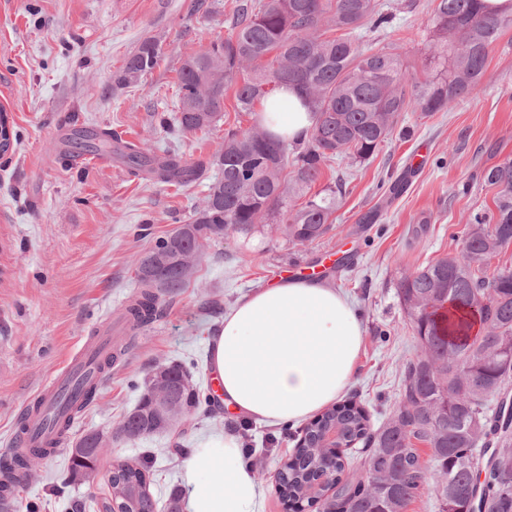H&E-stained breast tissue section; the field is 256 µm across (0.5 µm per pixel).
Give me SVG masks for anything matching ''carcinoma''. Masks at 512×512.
I'll return each mask as SVG.
<instances>
[{"mask_svg":"<svg viewBox=\"0 0 512 512\" xmlns=\"http://www.w3.org/2000/svg\"><path fill=\"white\" fill-rule=\"evenodd\" d=\"M437 52L425 79H409L400 54L367 37L393 21L383 0H234L231 32L202 52L182 60L178 70V115L182 131L215 126L223 117L224 92L242 72L251 76L236 85V108L255 112L265 87L297 86L308 111L317 114L304 147L288 158V141L259 123L230 129L208 160L188 164L177 155L157 157L134 142L115 140L112 153L136 176L188 186L206 179L202 205L189 223L194 234L187 253L204 251L229 230L250 232L269 215L280 217L277 230L293 243H312L333 223L336 190L314 192L322 166L340 154L369 159L411 110L429 115L453 101L472 96L482 84L492 45L512 27V12H490L483 0H432ZM160 59V46L145 39L126 58L112 90L135 85ZM497 189L495 210L474 216L458 254L436 260L402 277L396 294L418 341V353L404 365L403 397L384 425L374 429L362 409L337 405L303 428L334 427L346 445L365 443V469L344 477L346 464L327 472L320 448L297 449L296 462L285 464L276 478L280 498L307 501L329 512H405L423 489L448 507V489L456 491L452 512H512V479L500 477L512 466V402L492 398L512 380V268L489 275L487 259L512 245V159L484 173ZM305 197L296 206L292 198ZM173 231L158 237L140 255L137 266L170 248ZM138 291L123 314L137 329L156 318L163 294L181 290L190 278L176 266L157 278L136 274ZM184 424L211 398L200 388H182L190 371L170 364ZM95 398L93 388L70 402L53 419L58 436L67 438L71 423ZM154 422L146 392L125 417L133 436ZM429 448L421 460L416 444ZM54 448L33 447L18 460L26 469ZM99 455L70 456L68 479L97 472ZM120 478L151 484L150 466L142 459L121 466Z\"/></svg>","mask_w":512,"mask_h":512,"instance_id":"1","label":"carcinoma"}]
</instances>
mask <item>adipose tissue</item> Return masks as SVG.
Masks as SVG:
<instances>
[{
  "mask_svg": "<svg viewBox=\"0 0 512 512\" xmlns=\"http://www.w3.org/2000/svg\"><path fill=\"white\" fill-rule=\"evenodd\" d=\"M268 128L292 142L316 122L291 86L261 101ZM363 325L349 297L312 279L274 281L242 295L208 342L218 400L239 418L297 424L336 401L352 384ZM188 512H258L257 477L234 433L217 435L185 461Z\"/></svg>",
  "mask_w": 512,
  "mask_h": 512,
  "instance_id": "adipose-tissue-1",
  "label": "adipose tissue"
}]
</instances>
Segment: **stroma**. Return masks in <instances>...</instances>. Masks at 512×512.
<instances>
[{
	"label": "stroma",
	"instance_id": "stroma-1",
	"mask_svg": "<svg viewBox=\"0 0 512 512\" xmlns=\"http://www.w3.org/2000/svg\"><path fill=\"white\" fill-rule=\"evenodd\" d=\"M0 0V110L17 135L0 157V455L8 453L20 412L84 337L111 327L127 336L108 382L77 420L71 439L116 429L158 366L179 362L205 384L208 340L224 312L243 294L291 266H312L330 253L349 263L330 279L359 313L364 335L357 373L344 400L381 426L402 397V371L417 341L396 295L398 280L457 254L474 215L493 209L496 190L485 171L512 159V28L489 54L475 97L426 116L404 113L373 156L326 162L319 186L342 183L329 230L304 245L277 230L278 216L250 234L228 232L206 248L196 272L175 294L162 295L161 314L127 334L121 314L136 291L140 254L202 203L201 186L180 187L131 174L119 160L90 163L75 133L138 141L149 150L171 148L187 161L208 159L228 130L252 126L237 111L234 90L224 116L205 132L184 133L177 111L176 73L182 59L230 31L234 0ZM397 11L380 44L401 54L408 74L427 75L434 47L431 0ZM160 43L158 66L130 88L113 91L124 60L141 42ZM372 223H361L364 214ZM228 414L198 410L184 432L134 443L113 442L104 461L148 455L159 501L185 485V459L174 444L201 447L235 429ZM300 426L248 424L243 439L262 488L260 512H284L275 490L281 464L293 455ZM70 446L34 461L16 490L18 502L38 512H94L102 482L84 481L58 492Z\"/></svg>",
	"mask_w": 512,
	"mask_h": 512
}]
</instances>
